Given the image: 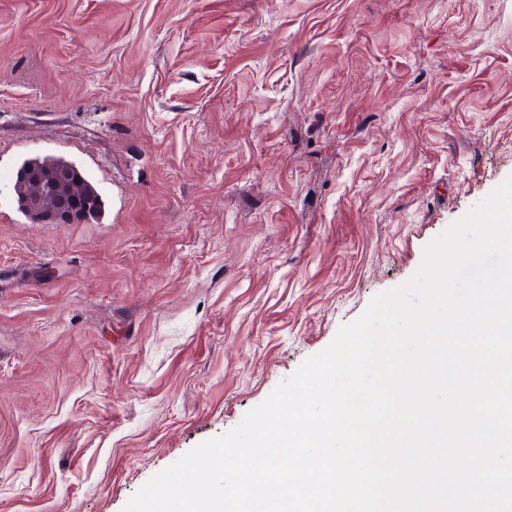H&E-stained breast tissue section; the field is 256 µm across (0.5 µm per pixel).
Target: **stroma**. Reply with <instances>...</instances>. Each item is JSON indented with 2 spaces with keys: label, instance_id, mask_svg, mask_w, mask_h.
Listing matches in <instances>:
<instances>
[{
  "label": "stroma",
  "instance_id": "1",
  "mask_svg": "<svg viewBox=\"0 0 512 512\" xmlns=\"http://www.w3.org/2000/svg\"><path fill=\"white\" fill-rule=\"evenodd\" d=\"M511 176L512 0H0V512H124ZM34 164L37 166L40 164H65L67 166H70L72 168L73 176L79 180L80 189L85 193L84 197L82 198L84 202V211H85V219L84 222L90 223V222H97L103 212L104 203L102 200V197L94 184L88 180L86 177L84 171L78 167L74 162L65 160L63 158H54V157H36L31 158L23 162L21 167L18 169L15 179L13 180V193L16 195L21 209H19L29 217L28 213L26 212L24 208V203L22 201V185L19 182V176L20 171L25 168L28 164ZM38 200L45 215L55 224L73 223V209L78 205L75 200L66 201L49 192L38 196Z\"/></svg>",
  "mask_w": 512,
  "mask_h": 512
}]
</instances>
